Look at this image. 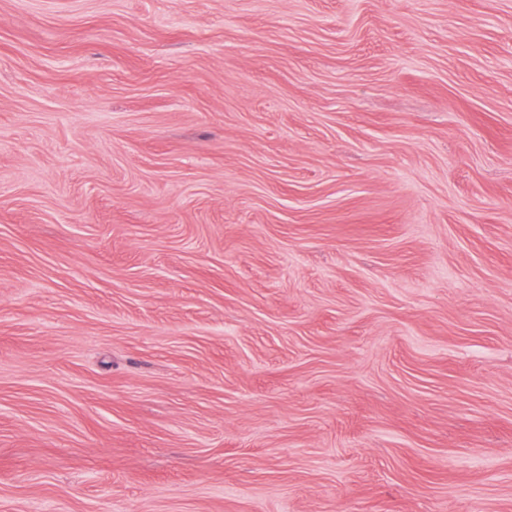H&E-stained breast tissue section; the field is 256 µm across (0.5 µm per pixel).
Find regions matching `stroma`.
<instances>
[{
  "label": "stroma",
  "instance_id": "35a3bbf8",
  "mask_svg": "<svg viewBox=\"0 0 512 512\" xmlns=\"http://www.w3.org/2000/svg\"><path fill=\"white\" fill-rule=\"evenodd\" d=\"M0 512H512V0H0Z\"/></svg>",
  "mask_w": 512,
  "mask_h": 512
}]
</instances>
